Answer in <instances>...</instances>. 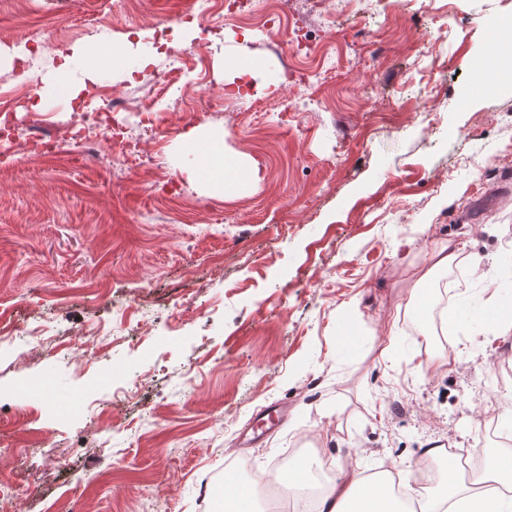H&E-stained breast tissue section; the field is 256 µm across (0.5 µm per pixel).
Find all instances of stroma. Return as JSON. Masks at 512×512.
<instances>
[{
    "mask_svg": "<svg viewBox=\"0 0 512 512\" xmlns=\"http://www.w3.org/2000/svg\"><path fill=\"white\" fill-rule=\"evenodd\" d=\"M310 2L288 0L276 34L194 29V68L158 55L87 87L57 77L60 48L134 60L196 0H0V53L38 32L35 71L83 108L50 94L8 117L0 315L120 332L88 365L0 337V440H43L54 474L23 512H220L226 478L294 448L329 479L384 477L512 436V335H438L414 301L438 305V276L420 278L440 250L459 305L512 272V81L469 80L512 0H355L333 17ZM131 32L146 38L127 50ZM248 63V96H226ZM113 99L127 111L100 121ZM80 115L84 141L36 146ZM274 404L286 422L242 447Z\"/></svg>",
    "mask_w": 512,
    "mask_h": 512,
    "instance_id": "35a3bbf8",
    "label": "stroma"
}]
</instances>
